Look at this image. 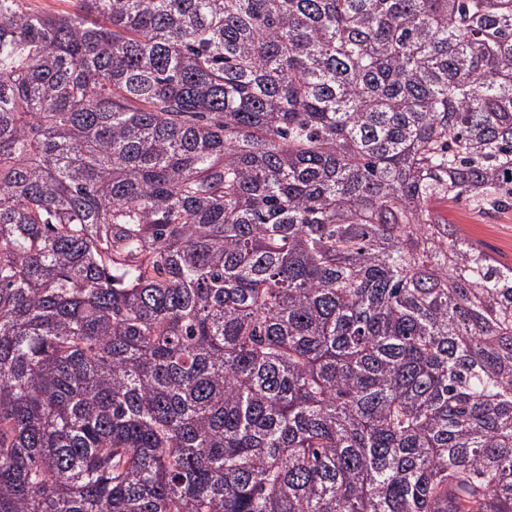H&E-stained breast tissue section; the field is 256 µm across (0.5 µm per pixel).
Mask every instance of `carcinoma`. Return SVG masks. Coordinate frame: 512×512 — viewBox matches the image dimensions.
Masks as SVG:
<instances>
[{
	"instance_id": "1",
	"label": "carcinoma",
	"mask_w": 512,
	"mask_h": 512,
	"mask_svg": "<svg viewBox=\"0 0 512 512\" xmlns=\"http://www.w3.org/2000/svg\"><path fill=\"white\" fill-rule=\"evenodd\" d=\"M0 0V512H512V0ZM451 224H458L470 238L481 243L490 255L505 264H512V208L480 212L468 204L442 208Z\"/></svg>"
}]
</instances>
